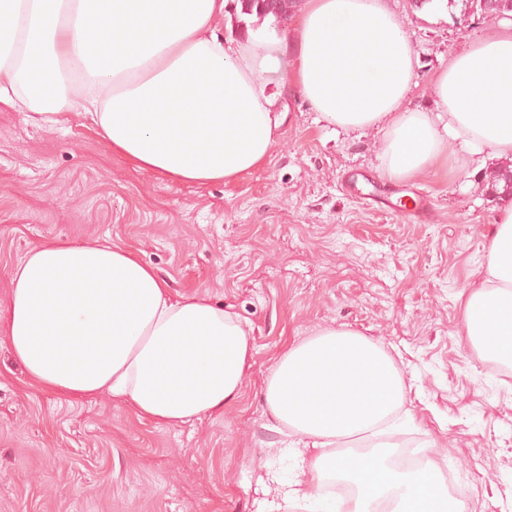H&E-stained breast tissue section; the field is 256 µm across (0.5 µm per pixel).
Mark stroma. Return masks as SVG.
Listing matches in <instances>:
<instances>
[{
  "mask_svg": "<svg viewBox=\"0 0 512 512\" xmlns=\"http://www.w3.org/2000/svg\"><path fill=\"white\" fill-rule=\"evenodd\" d=\"M415 51L405 108L438 111L437 75L500 20L463 0H389ZM284 113L266 163L232 182L173 183L68 130L0 110V302L39 242L106 239L153 266L178 295L238 314L253 358L223 414L171 428L108 398L67 402L30 385L0 336V512H259L258 475L287 480L265 381L285 344L324 327L381 342L412 378L417 431L448 448L467 512H512V375L499 378L461 332L459 295L477 278L505 202L498 167L433 166L387 181L382 131H344L271 78ZM425 205L403 219L395 198Z\"/></svg>",
  "mask_w": 512,
  "mask_h": 512,
  "instance_id": "35a3bbf8",
  "label": "stroma"
}]
</instances>
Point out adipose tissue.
<instances>
[{
	"label": "adipose tissue",
	"mask_w": 512,
	"mask_h": 512,
	"mask_svg": "<svg viewBox=\"0 0 512 512\" xmlns=\"http://www.w3.org/2000/svg\"><path fill=\"white\" fill-rule=\"evenodd\" d=\"M228 0H0V107L47 128L82 116L113 153L177 183L231 182L260 168L279 138L270 76L328 123L384 131L391 181L460 158H512V27L452 56L435 81L440 113L402 105L415 77L402 22L384 0H305L295 38L225 42ZM462 330L486 361L512 363V203L500 208ZM0 333L27 378L62 399L108 396L172 427L223 412L252 359L235 314L174 296L133 252L108 242L45 241L10 277ZM386 348L326 327L283 348L264 397L279 433L304 445L295 480L259 477L261 512H466L439 458L392 459L415 424Z\"/></svg>",
	"instance_id": "ef3b65f1"
}]
</instances>
